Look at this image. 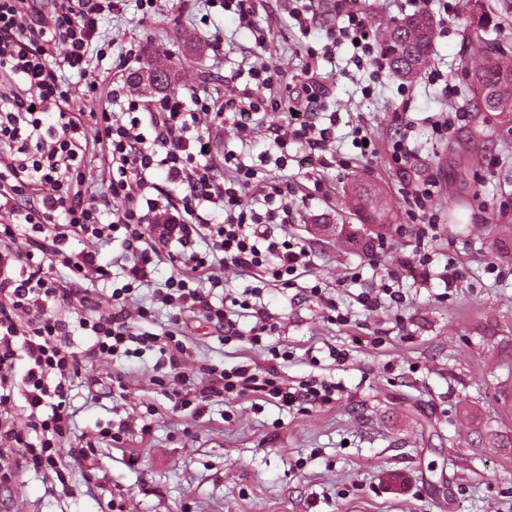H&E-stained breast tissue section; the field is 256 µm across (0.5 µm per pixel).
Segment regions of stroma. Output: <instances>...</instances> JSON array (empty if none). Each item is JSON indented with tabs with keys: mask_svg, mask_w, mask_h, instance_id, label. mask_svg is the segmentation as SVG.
Instances as JSON below:
<instances>
[{
	"mask_svg": "<svg viewBox=\"0 0 512 512\" xmlns=\"http://www.w3.org/2000/svg\"><path fill=\"white\" fill-rule=\"evenodd\" d=\"M145 15L136 0H119L100 15L89 68L100 76L96 99L86 98L85 82L66 70L75 111L89 112L108 98L113 69L122 53L141 60L159 58L177 70L178 87L217 96L244 87L255 44L231 13L206 0H157ZM348 0H318V30L303 36L283 0H261L257 21L270 36L265 60L288 83L304 77L305 45H318L319 29L340 21ZM467 0H429L433 17H445L430 62L447 78L432 83L426 74L405 82L387 73L368 88L356 71L349 46H339L320 62L328 82L324 106L314 119L334 126L338 154L352 158L349 169H324L317 161L267 164L269 178L305 181L316 177L322 193L297 203L285 231L311 246L314 262L294 285L259 281L227 268L216 297L245 300L261 290V302L281 324L263 346L221 340L218 331L196 318L183 342L198 364L227 369L239 365L275 367L291 389L313 381L332 385L331 402L283 406L249 393L211 402L201 414L171 413L170 401L150 382L168 370L156 351L88 368L71 391L70 443H85L106 428L119 443L94 456L65 458L61 475H43L13 459L0 478V512H512V447L477 448V425L512 429V255L496 254L487 222L512 227V131L496 116L463 118L449 137H439L431 117L462 104L469 95L464 69L471 59L464 27ZM221 35L212 48L211 35ZM453 94H445L444 84ZM412 120L416 153L406 171L389 166L385 149L395 136V114ZM368 125L380 149L364 160L352 143L351 128ZM217 154L234 153L246 164L259 155L278 156L265 128L250 142L231 129L213 132ZM440 181L439 224L432 240L419 242L400 193L403 182L427 175ZM382 192L396 221L385 246L356 250L337 242L326 225L355 223L349 196L357 183ZM457 198L449 209V198ZM428 250L430 265L415 256ZM457 278L445 283L447 269ZM401 296L377 312L358 302L379 287L386 270ZM320 286L323 299L310 289ZM333 300L327 309L325 300ZM346 314L336 322L332 311ZM287 352L274 359L270 347ZM125 375L119 395L114 379ZM469 404L481 416L463 417ZM152 430L141 434L143 419Z\"/></svg>",
	"mask_w": 512,
	"mask_h": 512,
	"instance_id": "obj_1",
	"label": "stroma"
}]
</instances>
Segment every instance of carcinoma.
<instances>
[{
  "label": "carcinoma",
  "instance_id": "cac0c4a2",
  "mask_svg": "<svg viewBox=\"0 0 512 512\" xmlns=\"http://www.w3.org/2000/svg\"><path fill=\"white\" fill-rule=\"evenodd\" d=\"M436 23L426 10L393 20L380 38L390 68L399 77L411 80L428 63ZM512 0H474L466 27V50L473 64L466 70L471 86L468 111L477 117L495 112L501 122L512 124ZM144 82L137 83L148 94L167 91L177 80V73L156 61ZM354 206L363 218L362 227L342 224L336 239L346 244L369 245L371 226L388 224L391 209L381 192L370 185L353 189ZM478 443L486 448H511L512 434L484 428L477 432Z\"/></svg>",
  "mask_w": 512,
  "mask_h": 512
}]
</instances>
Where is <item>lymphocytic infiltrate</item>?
<instances>
[{
	"mask_svg": "<svg viewBox=\"0 0 512 512\" xmlns=\"http://www.w3.org/2000/svg\"><path fill=\"white\" fill-rule=\"evenodd\" d=\"M35 2L0 0V199L16 217L0 225V460L19 448L33 468L58 471L70 434L73 377L87 363L130 356L135 344L168 356L177 384L168 398L177 411L248 391L284 406L299 399L329 402L331 386L307 384L291 392L275 381L272 368L191 370L176 332L137 331L124 308L134 289L152 283L162 244L171 249V272L158 301L173 309V321L201 317L228 336L236 332L230 309L213 305L205 292L222 284L216 265L275 282L308 271L309 247L276 235L293 220L299 185L270 181L258 166L232 156L215 157L211 130L226 125L247 139L248 117L282 112L285 121L272 128L281 152L277 167H286L284 153L293 143L319 154L323 167H349V159L327 153L333 127L313 119L321 99L313 69L298 84L282 87L278 72L258 58L248 70V87L206 98L193 91L143 96L118 83L110 105L76 112L60 74L85 71L97 17L115 8V0H51L46 14ZM346 18L329 40L349 42L356 66L369 67L380 80L388 64L366 14L353 7ZM98 151L109 179V193L100 198L87 192ZM220 166L226 171L221 179L214 174ZM438 194L434 175L405 187L415 223L435 228ZM59 214L60 224L54 221ZM21 236L27 249L14 246ZM115 241L125 253L126 278L112 291L116 310L81 314L73 285L110 280L98 254ZM78 332L85 346L73 344ZM20 361L26 368L18 378ZM19 397L28 414L23 432L12 422Z\"/></svg>",
	"mask_w": 512,
	"mask_h": 512,
	"instance_id": "lymphocytic-infiltrate-1",
	"label": "lymphocytic infiltrate"
}]
</instances>
